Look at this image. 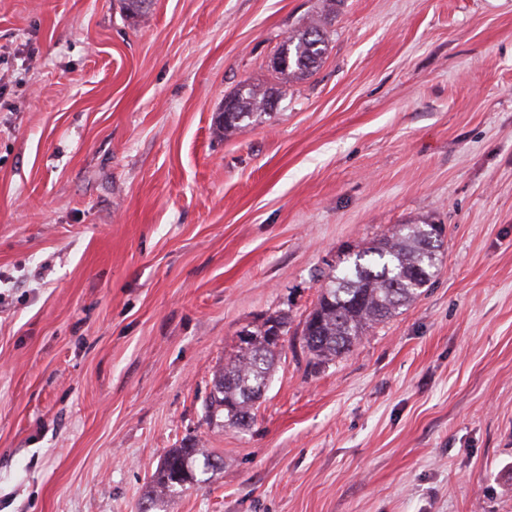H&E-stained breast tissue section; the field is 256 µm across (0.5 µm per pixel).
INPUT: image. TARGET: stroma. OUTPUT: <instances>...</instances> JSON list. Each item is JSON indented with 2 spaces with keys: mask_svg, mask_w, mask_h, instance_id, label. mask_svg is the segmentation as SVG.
<instances>
[{
  "mask_svg": "<svg viewBox=\"0 0 512 512\" xmlns=\"http://www.w3.org/2000/svg\"><path fill=\"white\" fill-rule=\"evenodd\" d=\"M0 0V512H137L168 449L224 460L152 512H512V0ZM270 117L215 132L240 82ZM444 229L425 294L313 364L321 274ZM287 314L256 420L203 401ZM325 2L328 9L324 14L309 19L285 37L276 56H286L288 64L282 68L272 67L276 73L288 78L300 79L311 74L322 60L327 50L325 20L330 13L334 12L336 0Z\"/></svg>",
  "mask_w": 512,
  "mask_h": 512,
  "instance_id": "35a3bbf8",
  "label": "stroma"
}]
</instances>
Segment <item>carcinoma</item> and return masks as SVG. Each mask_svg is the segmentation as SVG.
<instances>
[{"label":"carcinoma","mask_w":512,"mask_h":512,"mask_svg":"<svg viewBox=\"0 0 512 512\" xmlns=\"http://www.w3.org/2000/svg\"><path fill=\"white\" fill-rule=\"evenodd\" d=\"M326 4L325 13L285 37L278 54L286 56L288 64L274 68L276 73L300 79L317 67L327 50L325 20L334 12L336 0H326ZM228 100L235 112L231 117L220 114L218 130L224 137L262 120L273 109L275 98L271 89L244 81ZM435 231L434 224H400L368 244L348 249L338 265L323 274L317 302L301 332L304 347L315 363L350 352L362 336L425 293L441 245ZM276 327L287 335L288 317H267L250 331L252 341L240 345L238 353L216 372L204 403L209 422L237 429L251 425L282 347L281 341L270 338ZM222 466V459L209 455L196 443L169 449L152 474L140 512H149L158 499L200 482L196 472L208 475Z\"/></svg>","instance_id":"carcinoma-1"}]
</instances>
